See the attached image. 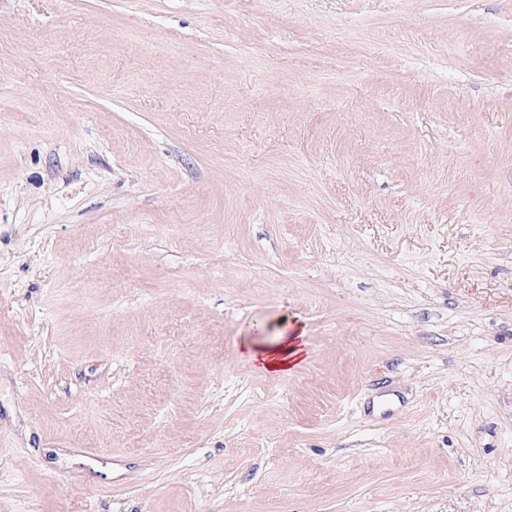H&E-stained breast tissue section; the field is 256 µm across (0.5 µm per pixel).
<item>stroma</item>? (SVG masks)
I'll return each mask as SVG.
<instances>
[{"label":"stroma","mask_w":512,"mask_h":512,"mask_svg":"<svg viewBox=\"0 0 512 512\" xmlns=\"http://www.w3.org/2000/svg\"><path fill=\"white\" fill-rule=\"evenodd\" d=\"M0 512H512V0H0ZM299 361L298 347L291 345L272 354L268 360L264 361V366L269 371L285 372Z\"/></svg>","instance_id":"obj_1"}]
</instances>
